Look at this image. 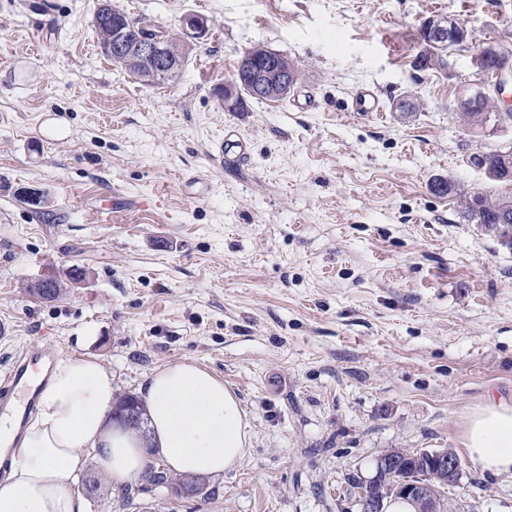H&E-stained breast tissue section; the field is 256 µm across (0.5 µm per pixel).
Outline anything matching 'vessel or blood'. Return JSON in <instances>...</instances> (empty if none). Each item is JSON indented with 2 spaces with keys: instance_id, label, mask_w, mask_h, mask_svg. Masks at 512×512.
Masks as SVG:
<instances>
[{
  "instance_id": "vessel-or-blood-1",
  "label": "vessel or blood",
  "mask_w": 512,
  "mask_h": 512,
  "mask_svg": "<svg viewBox=\"0 0 512 512\" xmlns=\"http://www.w3.org/2000/svg\"><path fill=\"white\" fill-rule=\"evenodd\" d=\"M215 158L221 164L234 165L250 155V144L234 128H227L215 148ZM55 360L53 353L42 345H32L18 354L9 368L0 374V412L15 416L17 422L34 411L39 388L35 385L32 370H39L41 378H48Z\"/></svg>"
}]
</instances>
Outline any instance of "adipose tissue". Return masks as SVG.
<instances>
[{
  "instance_id": "adipose-tissue-1",
  "label": "adipose tissue",
  "mask_w": 512,
  "mask_h": 512,
  "mask_svg": "<svg viewBox=\"0 0 512 512\" xmlns=\"http://www.w3.org/2000/svg\"><path fill=\"white\" fill-rule=\"evenodd\" d=\"M147 435L109 424L117 391L96 357L66 356L55 365L26 427L6 482L0 512H84L77 484L88 467L119 485L133 480L152 455L172 472L219 477L244 459L251 426L233 391L202 366L156 369L141 388ZM461 442L494 475H512V402L487 399L465 419Z\"/></svg>"
}]
</instances>
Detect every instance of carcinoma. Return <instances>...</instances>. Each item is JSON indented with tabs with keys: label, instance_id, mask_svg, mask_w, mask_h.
I'll use <instances>...</instances> for the list:
<instances>
[{
	"label": "carcinoma",
	"instance_id": "carcinoma-1",
	"mask_svg": "<svg viewBox=\"0 0 512 512\" xmlns=\"http://www.w3.org/2000/svg\"><path fill=\"white\" fill-rule=\"evenodd\" d=\"M114 25L126 27L128 37L132 41L146 34V29L131 22L130 16L124 10L114 5L112 0H97L95 28L104 56L137 75L142 80H147L149 70L154 67V63L151 60L142 59L137 61L108 51V36L112 33V26ZM421 39L428 47V50L421 54L420 58L428 60V65L431 69L441 70L445 68L448 65L446 57L448 52V32L444 31L438 37H431L423 32L421 33ZM492 101L493 96L483 92H479L469 99V106L463 112L466 123L472 127L483 128V117L494 112ZM434 188L440 195H450L458 199L459 214L463 220L481 225L486 232L496 237L503 245L512 247V198L483 192L463 193L458 190L455 183L444 180L436 182ZM84 278H86V271L79 268L71 269L67 273V279L65 280L57 275L53 276V279L48 282L52 298L60 297L67 290L65 283L73 284L77 280ZM125 410H131L136 413V424H134V427H140L141 415L145 414L144 404L141 400L131 394L118 395L115 412L121 413ZM183 480L184 477L174 476L167 468L161 469L158 464L150 461L140 476L138 484L134 487L125 486L122 489V496L125 500L129 501L133 499L135 494L160 491L169 486L175 488Z\"/></svg>",
	"mask_w": 512,
	"mask_h": 512
}]
</instances>
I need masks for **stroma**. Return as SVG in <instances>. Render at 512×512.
Returning a JSON list of instances; mask_svg holds the SVG:
<instances>
[{"instance_id":"1","label":"stroma","mask_w":512,"mask_h":512,"mask_svg":"<svg viewBox=\"0 0 512 512\" xmlns=\"http://www.w3.org/2000/svg\"><path fill=\"white\" fill-rule=\"evenodd\" d=\"M95 3L0 0V372L45 343L135 395L191 360L236 394L252 444L208 497L115 490L85 512H359L382 451L464 456L467 414L512 400V248L434 184L502 190L470 159L512 142V121L472 129L458 106L482 87L478 51H512V0H116L166 30L211 22L155 85L103 57ZM430 18L469 32L442 70L418 64ZM257 44L297 64L315 107L224 110L214 90ZM363 87L382 112L352 111ZM228 125L245 165L214 158ZM33 185L48 209L18 201ZM74 265L87 278L60 298L27 292ZM442 502L512 512V477L467 460ZM210 28V20L200 15H187L182 20V29L184 33V46L186 51L190 48L188 39L202 40L204 39ZM186 38V40H185Z\"/></svg>"}]
</instances>
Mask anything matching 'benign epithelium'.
Returning <instances> with one entry per match:
<instances>
[{
    "label": "benign epithelium",
    "mask_w": 512,
    "mask_h": 512,
    "mask_svg": "<svg viewBox=\"0 0 512 512\" xmlns=\"http://www.w3.org/2000/svg\"><path fill=\"white\" fill-rule=\"evenodd\" d=\"M210 28V20L200 15H187L182 20V29L186 41L185 48H190V40L204 39ZM256 50L264 58L265 65L251 70L247 76H238L217 88L216 94L224 109L230 110L236 105V97L240 84L248 81L253 90L259 95L286 96L294 90L295 76L284 58L259 45ZM135 53L141 57L154 59L157 62V72L172 73L176 71V61L169 54V47L159 36L144 37L136 45ZM419 458L424 460V469L410 474L404 473V466L398 457L388 453L378 457V467L375 475L364 481L365 491L361 492L363 512H383V493L379 490L381 473L391 476L390 490L413 498L418 503L417 512H441V499L437 490L430 482L432 472H445L448 482L458 480L462 467L458 457L445 451H421ZM206 482L189 479L184 481L175 491V495L183 498H196L205 490Z\"/></svg>",
    "instance_id": "1"
}]
</instances>
